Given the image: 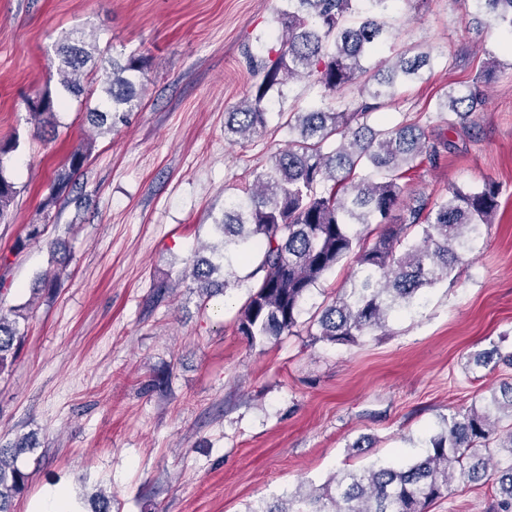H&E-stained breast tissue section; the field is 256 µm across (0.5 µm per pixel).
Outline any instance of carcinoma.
<instances>
[{"label": "carcinoma", "instance_id": "1", "mask_svg": "<svg viewBox=\"0 0 512 512\" xmlns=\"http://www.w3.org/2000/svg\"><path fill=\"white\" fill-rule=\"evenodd\" d=\"M284 2L276 17L279 49L256 66L262 81L230 113L227 136L249 137L267 127L265 101L274 91L282 93V76L309 78L339 95L369 73L365 62L388 40L384 15L391 0ZM475 3L477 25L486 20L512 31V0ZM57 56L63 96L30 101L32 120H50L64 96L79 95L91 65L105 73L106 101L90 115L101 125L125 121L144 86L141 59L100 65L94 46L72 36L64 37ZM432 64L428 52L396 51L372 72L373 83L364 84L359 102L342 108L317 102L301 112L277 113L296 137L271 156L246 195L224 201V220L217 225L224 253L191 270L202 290L220 270L222 288L246 289L235 326L251 345L292 335L313 289L351 259L344 285L307 329L332 345L356 344L386 331L393 318L416 312L427 290L454 279L480 249L483 230L499 209V187H454L431 203L407 202L402 180L409 171L436 164L455 143L443 135L428 137L415 121L379 128L368 123L372 113L392 104L399 86L421 78ZM484 105V95L450 84L436 110L455 132ZM18 146L17 139L0 143V223L19 193L5 174L3 156ZM89 155L88 145L71 153L68 170L56 177V194L66 190ZM397 210L404 212L398 222ZM243 262L252 269L239 276L235 265ZM20 344L18 331L0 313V374L15 363ZM492 362L512 365V353L494 347L476 359L482 367ZM426 447L427 453L409 464L348 470L319 489L288 493L251 512H425L457 485L479 482L494 489L490 512H512V383L492 386L480 405L442 417ZM32 450L27 437L0 446V512H13L15 498L26 489L28 474L18 461Z\"/></svg>", "mask_w": 512, "mask_h": 512}]
</instances>
